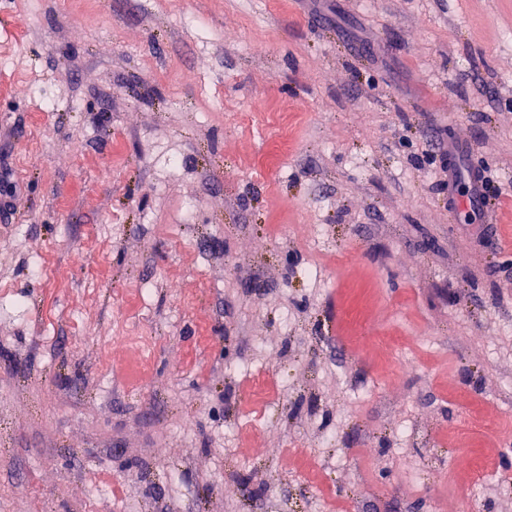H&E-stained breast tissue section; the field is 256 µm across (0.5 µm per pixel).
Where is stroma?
Instances as JSON below:
<instances>
[{
	"label": "stroma",
	"instance_id": "1",
	"mask_svg": "<svg viewBox=\"0 0 512 512\" xmlns=\"http://www.w3.org/2000/svg\"><path fill=\"white\" fill-rule=\"evenodd\" d=\"M7 199L0 512H512V0H0ZM469 184V191L463 199H458L455 194L456 185L461 182ZM489 197V180L483 170H476L475 167L451 168L448 167V213L453 216L463 208L468 211H477L484 217L491 212V201Z\"/></svg>",
	"mask_w": 512,
	"mask_h": 512
}]
</instances>
